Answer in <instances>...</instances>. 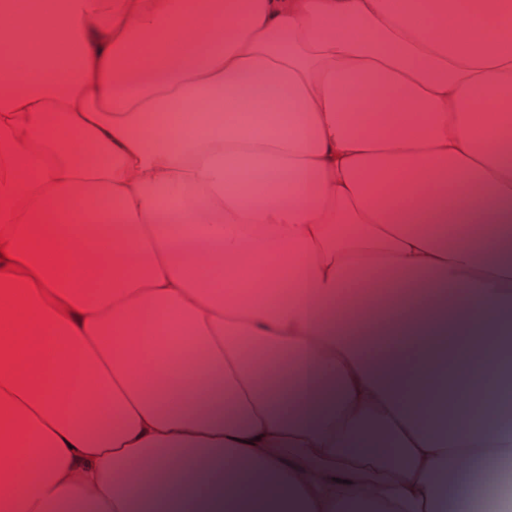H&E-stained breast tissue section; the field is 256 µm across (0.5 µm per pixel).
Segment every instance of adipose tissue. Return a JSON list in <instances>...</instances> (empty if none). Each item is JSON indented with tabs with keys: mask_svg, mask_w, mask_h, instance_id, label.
I'll return each mask as SVG.
<instances>
[{
	"mask_svg": "<svg viewBox=\"0 0 512 512\" xmlns=\"http://www.w3.org/2000/svg\"><path fill=\"white\" fill-rule=\"evenodd\" d=\"M0 57V512H458L472 448L501 488L512 0H0ZM356 241L397 322L337 306Z\"/></svg>",
	"mask_w": 512,
	"mask_h": 512,
	"instance_id": "obj_1",
	"label": "adipose tissue"
}]
</instances>
